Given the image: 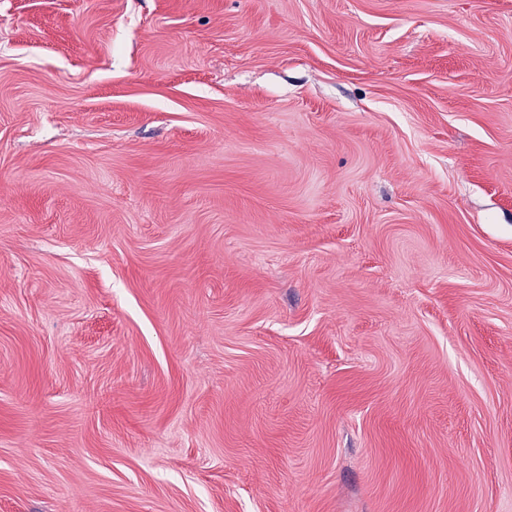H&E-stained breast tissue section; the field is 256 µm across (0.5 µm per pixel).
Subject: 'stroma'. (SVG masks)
<instances>
[{
    "mask_svg": "<svg viewBox=\"0 0 512 512\" xmlns=\"http://www.w3.org/2000/svg\"><path fill=\"white\" fill-rule=\"evenodd\" d=\"M0 512H512V0H0Z\"/></svg>",
    "mask_w": 512,
    "mask_h": 512,
    "instance_id": "1",
    "label": "stroma"
}]
</instances>
